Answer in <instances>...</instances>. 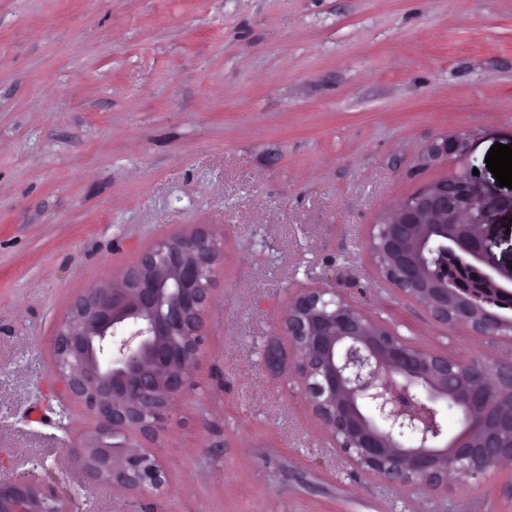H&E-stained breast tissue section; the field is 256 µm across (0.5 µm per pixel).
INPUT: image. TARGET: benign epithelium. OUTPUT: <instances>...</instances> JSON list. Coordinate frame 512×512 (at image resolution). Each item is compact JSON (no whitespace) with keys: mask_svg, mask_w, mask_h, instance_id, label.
<instances>
[{"mask_svg":"<svg viewBox=\"0 0 512 512\" xmlns=\"http://www.w3.org/2000/svg\"><path fill=\"white\" fill-rule=\"evenodd\" d=\"M464 151L454 135L432 145L438 159ZM494 205L471 169L420 187L381 225L372 249L386 280L438 322L477 336L512 331V266L490 233ZM222 251L204 231L172 238L144 253L121 288H90L59 325L54 349L66 390L94 411L98 426L65 452L89 482L142 493L160 491L167 472L154 454L116 440L152 438L169 400L190 380L202 348L210 286ZM310 291L288 307L282 327L301 353L296 372L312 411L336 447L367 473L440 486L448 473L476 477L512 461V362L457 360L422 350L342 299L326 309ZM369 397L388 419L422 432L404 445L390 427L361 411ZM461 409L453 438L436 423L432 403ZM69 499L27 479L0 483V512H69Z\"/></svg>","mask_w":512,"mask_h":512,"instance_id":"7a95c632","label":"benign epithelium"}]
</instances>
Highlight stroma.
I'll use <instances>...</instances> for the list:
<instances>
[{"instance_id":"stroma-1","label":"stroma","mask_w":512,"mask_h":512,"mask_svg":"<svg viewBox=\"0 0 512 512\" xmlns=\"http://www.w3.org/2000/svg\"><path fill=\"white\" fill-rule=\"evenodd\" d=\"M449 134L464 155L425 161ZM512 0H0V482L77 494L73 512H512V462L443 487L366 473L337 448L280 323L321 288L414 345L512 362V332L446 326L389 284L378 224L471 166L512 259ZM223 254L191 379L151 439L167 489L86 485L96 427L53 339L195 229ZM284 361L269 368V345Z\"/></svg>"}]
</instances>
